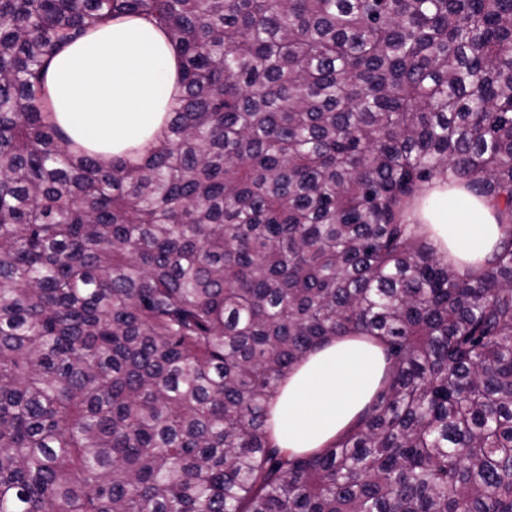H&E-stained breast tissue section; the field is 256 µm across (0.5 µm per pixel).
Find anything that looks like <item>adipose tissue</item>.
Returning a JSON list of instances; mask_svg holds the SVG:
<instances>
[{
    "label": "adipose tissue",
    "instance_id": "obj_1",
    "mask_svg": "<svg viewBox=\"0 0 512 512\" xmlns=\"http://www.w3.org/2000/svg\"><path fill=\"white\" fill-rule=\"evenodd\" d=\"M46 88L57 124L98 159L145 151L182 93L181 63L165 34L126 17L91 30L51 61ZM429 240L458 265L481 260L498 239L497 222L465 185L437 177L423 195ZM376 341L329 340L283 378L271 419L275 444L306 454L331 444L355 423L384 375Z\"/></svg>",
    "mask_w": 512,
    "mask_h": 512
}]
</instances>
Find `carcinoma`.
<instances>
[{"label": "carcinoma", "instance_id": "cac0c4a2", "mask_svg": "<svg viewBox=\"0 0 512 512\" xmlns=\"http://www.w3.org/2000/svg\"><path fill=\"white\" fill-rule=\"evenodd\" d=\"M119 16L181 59L136 162L45 87ZM443 172L500 230L462 271ZM340 336L384 377L290 455L271 398ZM0 512H512V0H0ZM422 222L438 253L459 266L481 260L498 239L497 222L485 203L465 185L435 178L422 196Z\"/></svg>", "mask_w": 512, "mask_h": 512}]
</instances>
